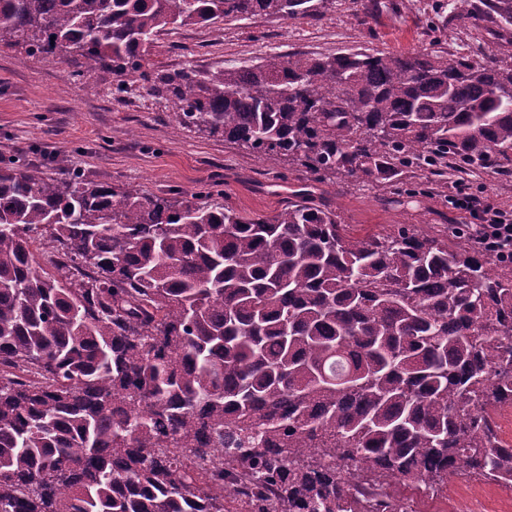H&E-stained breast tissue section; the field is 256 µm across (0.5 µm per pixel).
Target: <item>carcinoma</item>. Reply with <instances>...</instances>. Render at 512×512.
<instances>
[{
  "label": "carcinoma",
  "instance_id": "1",
  "mask_svg": "<svg viewBox=\"0 0 512 512\" xmlns=\"http://www.w3.org/2000/svg\"><path fill=\"white\" fill-rule=\"evenodd\" d=\"M336 0H0V46L141 83L192 127L304 169L251 217L0 166V512H404L381 487L512 488V259L468 230L363 238L326 178L413 195L512 175V0H448L488 52L271 54L155 68L171 25L301 20ZM54 249V272L34 242Z\"/></svg>",
  "mask_w": 512,
  "mask_h": 512
}]
</instances>
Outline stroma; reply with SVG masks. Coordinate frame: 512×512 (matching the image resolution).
Wrapping results in <instances>:
<instances>
[{
  "instance_id": "35a3bbf8",
  "label": "stroma",
  "mask_w": 512,
  "mask_h": 512,
  "mask_svg": "<svg viewBox=\"0 0 512 512\" xmlns=\"http://www.w3.org/2000/svg\"><path fill=\"white\" fill-rule=\"evenodd\" d=\"M448 0H379L363 10L338 0L318 19L267 16L194 25L165 32L151 48L161 69L233 67L270 53L332 54L434 49L460 55L486 45L487 34L467 22H447ZM67 63L0 47V160L43 166L58 161L84 178L145 194L212 192L253 216L270 217L300 191L301 168L265 159L198 129H176L164 101L141 88L115 99L113 79L76 78ZM469 185L482 198L512 210V176L466 174L448 185ZM320 203L335 210L348 233L364 237L400 225L421 230L475 223L442 195L409 197L347 178H331ZM392 493L405 512H512V489L459 475L424 498L400 483Z\"/></svg>"
}]
</instances>
